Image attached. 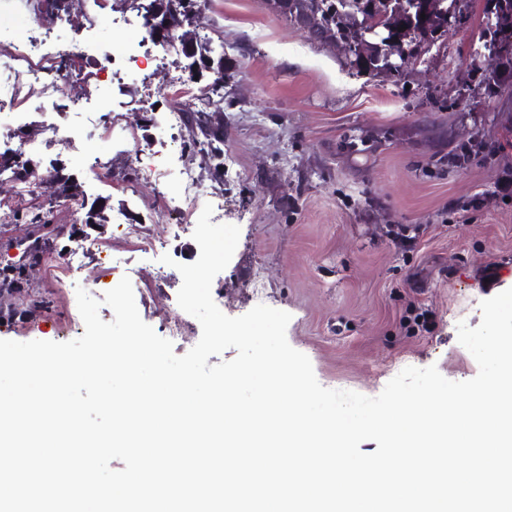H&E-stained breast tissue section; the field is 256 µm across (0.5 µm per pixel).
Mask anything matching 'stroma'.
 <instances>
[{
	"mask_svg": "<svg viewBox=\"0 0 512 512\" xmlns=\"http://www.w3.org/2000/svg\"><path fill=\"white\" fill-rule=\"evenodd\" d=\"M117 11L118 24L101 22ZM74 12L106 46L146 35L137 11L114 0H77ZM485 22V0H470L447 40L399 77L351 68L341 47L309 40L267 0H209L196 28L224 49V87L210 95L224 111L217 176L193 154L184 126L158 120L199 106L207 81L190 79L182 56L125 70L117 87L96 79L87 61L77 89L48 71L43 83L73 101L66 120L82 141L61 140L32 157L63 163L79 177L85 204H106L108 221L33 271L49 307L0 323V339H77L84 333L77 289L99 299L126 276L144 322L162 337L180 327L171 337L176 355L196 345L201 326L177 304V266L197 259V219L180 228L173 220L188 168L202 187L200 203L223 209L224 223L240 229L232 260L213 280L215 303L228 316L244 315L262 282L265 305L290 313L287 340L309 357L323 387L374 397L408 366H436L452 381L474 378L478 365L457 325L477 327L481 301L512 288V100L488 97L481 82ZM0 25L19 36L49 28L61 56L74 54L67 18L36 19L29 0H0ZM165 71L179 75L177 87L163 83ZM0 92L39 117L40 90L5 62ZM102 98L112 113L98 124L91 112ZM131 127L139 158L127 140ZM89 153L102 158L98 175L83 171ZM84 206L0 173L10 237L26 232L27 213L70 224L84 219ZM147 235L161 242L160 252L141 248ZM164 253L176 265L161 280ZM421 311L429 325L418 331L410 319Z\"/></svg>",
	"mask_w": 512,
	"mask_h": 512,
	"instance_id": "1",
	"label": "stroma"
}]
</instances>
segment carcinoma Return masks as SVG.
I'll list each match as a JSON object with an SVG mask.
<instances>
[{"mask_svg":"<svg viewBox=\"0 0 512 512\" xmlns=\"http://www.w3.org/2000/svg\"><path fill=\"white\" fill-rule=\"evenodd\" d=\"M272 8L289 19L292 16L291 3L300 5L307 14L317 19L320 28L333 32H345L352 36L356 45L364 47L365 52H353L347 59L352 68L368 71L379 66L378 58L369 50L373 37L369 35L375 25L374 18L362 7V0H269ZM457 0H379V20L388 28L387 37L398 39L408 46H428L437 42L435 34L448 33V9ZM206 0H149L146 10V26L154 41L166 44L178 41L180 53L185 59L184 69H192L189 78L208 76L213 83L224 78V54L210 55L201 43L194 26L193 12L204 7ZM341 13H336V10ZM512 79V52L499 56L489 62L485 69L483 82L486 88L498 87ZM203 111L186 112V130L190 147L197 150L203 160H218L224 156V130L204 129ZM34 162L20 161L3 152L0 153V170H11L15 179L29 182L36 176L29 175ZM53 179L58 182L64 196L82 194L81 186L73 177L60 169H55ZM12 241H7L10 247ZM18 256L11 263L0 267V291L13 293L21 303L19 308L0 310V321L23 318L39 309L47 308V302L31 293V284L27 278V267L48 244L36 237L26 243H18Z\"/></svg>","mask_w":512,"mask_h":512,"instance_id":"carcinoma-1","label":"carcinoma"}]
</instances>
